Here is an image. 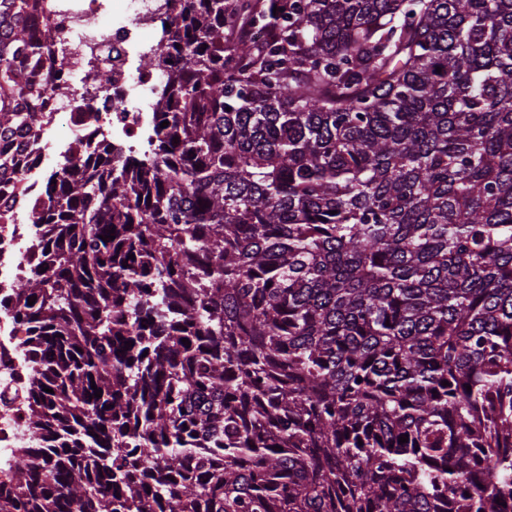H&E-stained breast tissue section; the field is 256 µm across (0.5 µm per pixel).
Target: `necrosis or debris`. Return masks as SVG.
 I'll use <instances>...</instances> for the list:
<instances>
[{
	"instance_id": "necrosis-or-debris-1",
	"label": "necrosis or debris",
	"mask_w": 512,
	"mask_h": 512,
	"mask_svg": "<svg viewBox=\"0 0 512 512\" xmlns=\"http://www.w3.org/2000/svg\"><path fill=\"white\" fill-rule=\"evenodd\" d=\"M167 0H44L36 27L56 33L36 73L49 96L36 138L22 155L21 191L0 201V478L21 449L31 447L27 403L31 363L24 327L15 318L16 286L35 262L44 170L80 166L87 153L112 146L147 150L155 114L151 102L162 80L135 69L133 56L149 51L166 22Z\"/></svg>"
}]
</instances>
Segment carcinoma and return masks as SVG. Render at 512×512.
<instances>
[{
  "label": "carcinoma",
  "mask_w": 512,
  "mask_h": 512,
  "mask_svg": "<svg viewBox=\"0 0 512 512\" xmlns=\"http://www.w3.org/2000/svg\"><path fill=\"white\" fill-rule=\"evenodd\" d=\"M41 2L0 0L4 195ZM174 8L168 126L46 179L0 512H512V0Z\"/></svg>",
  "instance_id": "cac0c4a2"
}]
</instances>
